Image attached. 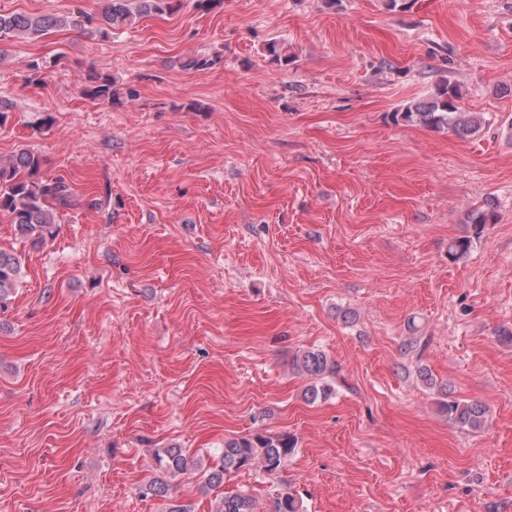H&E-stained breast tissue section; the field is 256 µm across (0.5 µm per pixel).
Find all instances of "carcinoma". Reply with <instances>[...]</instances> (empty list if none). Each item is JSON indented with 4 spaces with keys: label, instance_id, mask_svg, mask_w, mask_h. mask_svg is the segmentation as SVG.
Masks as SVG:
<instances>
[{
    "label": "carcinoma",
    "instance_id": "1",
    "mask_svg": "<svg viewBox=\"0 0 512 512\" xmlns=\"http://www.w3.org/2000/svg\"><path fill=\"white\" fill-rule=\"evenodd\" d=\"M139 4V11L172 14L180 9L182 0H106L101 14L92 16L80 13L86 23L100 35L107 37L112 29L133 19L130 5ZM68 18L55 15L29 16L26 14H0V40L18 36H40L46 31L67 24ZM82 94L104 104L117 105L125 98L136 96V90L116 87L110 76H89ZM460 87L447 79L441 80L434 92L422 101L410 103L394 113V118L405 123H416L431 129H446L466 137L477 133L485 122L478 112H466L461 106ZM42 159L31 153L21 152L9 159H0V211L12 216L17 235L25 241L39 243L54 236L57 214L73 203V191L64 178L49 177L42 173ZM472 239L463 236L448 242V259L465 257ZM22 263L20 256L0 252V302L8 299L18 288ZM298 372L314 379L307 388L313 401L326 400L335 394L332 383L335 366L321 351H307L296 358ZM448 420L472 432L486 425V406L477 402L449 399L440 404ZM295 449L288 434L264 435L261 433L224 442L222 464L219 469L204 476V483L216 486L224 482V475L242 469L261 467L275 473L288 461ZM158 465L167 474H181L189 469L190 462L179 448L157 451ZM215 512H260L255 500L244 492L226 495L220 499ZM270 512H303V503L291 492L283 491L275 498Z\"/></svg>",
    "mask_w": 512,
    "mask_h": 512
}]
</instances>
